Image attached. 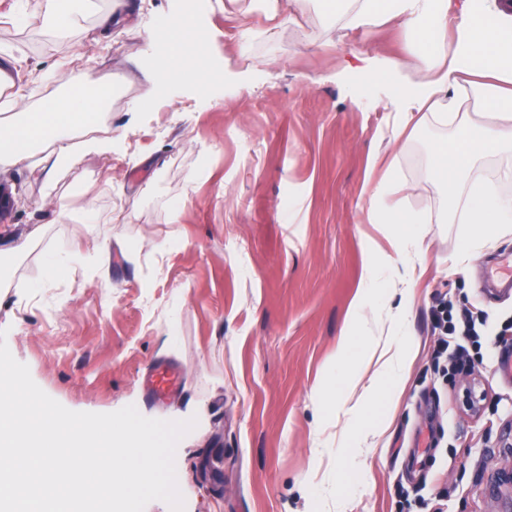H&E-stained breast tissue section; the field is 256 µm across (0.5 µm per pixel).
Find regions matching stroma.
<instances>
[{
    "label": "stroma",
    "mask_w": 512,
    "mask_h": 512,
    "mask_svg": "<svg viewBox=\"0 0 512 512\" xmlns=\"http://www.w3.org/2000/svg\"><path fill=\"white\" fill-rule=\"evenodd\" d=\"M137 3L121 35L95 44L79 31L56 39L39 0H0V16L24 17L0 26V65L29 68L26 109L58 94L49 70L81 54L90 77L119 95L102 125L125 134L111 163L83 157L50 189L24 166L0 169L12 199L0 221V330L21 321V332L6 331L14 358L69 410L132 405L148 418L196 419L175 454L184 512H497L489 480L512 466V378L498 370L512 356V290L485 277L496 254L512 252V233L460 258L463 227L449 222L429 170L443 128L419 125L403 142L404 203L431 218L418 227L405 393L374 447L339 446L358 421L339 408L331 362L363 266L410 260L388 225L365 221L370 156L386 149L393 115L355 108L339 71L353 52L403 53V30L353 32L306 0L283 14L276 39L259 34L243 47L241 20L259 30L265 21L226 0L207 16L213 82L164 90L146 108L132 59L153 51L147 29L169 0ZM266 58L273 66L258 71ZM86 185L96 224L81 221ZM60 207L69 223H56ZM74 239L108 250V275L86 257L49 272L42 247ZM448 304L487 317L466 377L435 367L434 314ZM163 359L181 365L183 387L158 407L141 376ZM471 378L484 394L477 414L460 397ZM215 455L221 474L203 473Z\"/></svg>",
    "instance_id": "stroma-1"
}]
</instances>
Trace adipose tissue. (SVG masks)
Listing matches in <instances>:
<instances>
[{"label":"adipose tissue","instance_id":"adipose-tissue-1","mask_svg":"<svg viewBox=\"0 0 512 512\" xmlns=\"http://www.w3.org/2000/svg\"><path fill=\"white\" fill-rule=\"evenodd\" d=\"M131 0H114L105 12H96L94 0H47L46 20L58 35H66L94 16L103 37L118 31ZM491 0H341L338 9L343 27L365 30L380 20L398 21L409 45L426 43L430 53L418 65L416 78H406L410 62L398 57H373L345 63L342 76L382 88V105L392 112L393 138L402 137L416 113L432 124L460 131L459 139L434 143L428 148L432 175L440 177L448 208L464 224L463 250L477 251L489 241L512 233V195L494 185L464 182V175L490 153H512V34L490 24ZM170 27L171 54L168 77L186 78L199 57L200 17L175 12L165 18ZM61 94L34 112L20 111L26 99L21 73L6 83L15 112L0 119V164L28 166L35 178L52 183L58 172L74 165L80 156L111 158L118 137L96 133L95 117L112 105L111 88L92 81L87 69L75 62L56 65L50 73ZM49 145L44 163L31 160L38 145ZM400 152L373 155L371 167H382L380 178L366 177L370 199L366 221L370 224H420L423 216L406 211L401 195L407 185L398 179ZM413 268L384 274L378 263L365 267L352 316L336 350L335 366L343 379L341 404L348 414L362 416L361 432L341 440V447H373L387 428L385 415L374 412L377 401L397 403L403 394L401 380L410 358L395 348L396 339H409L407 323L413 309ZM396 300L397 320L387 336L366 348L362 369L350 371L348 359L363 314L371 299Z\"/></svg>","mask_w":512,"mask_h":512}]
</instances>
